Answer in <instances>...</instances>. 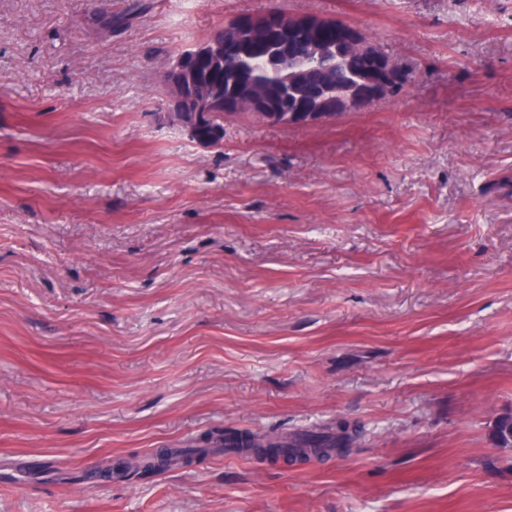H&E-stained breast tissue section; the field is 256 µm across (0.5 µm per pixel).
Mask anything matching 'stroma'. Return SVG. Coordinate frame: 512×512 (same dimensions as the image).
I'll use <instances>...</instances> for the list:
<instances>
[{
    "mask_svg": "<svg viewBox=\"0 0 512 512\" xmlns=\"http://www.w3.org/2000/svg\"><path fill=\"white\" fill-rule=\"evenodd\" d=\"M149 2L0 0V512H512V0ZM275 6L409 83L189 141L159 65ZM340 418L342 457L218 442Z\"/></svg>",
    "mask_w": 512,
    "mask_h": 512,
    "instance_id": "obj_1",
    "label": "stroma"
}]
</instances>
